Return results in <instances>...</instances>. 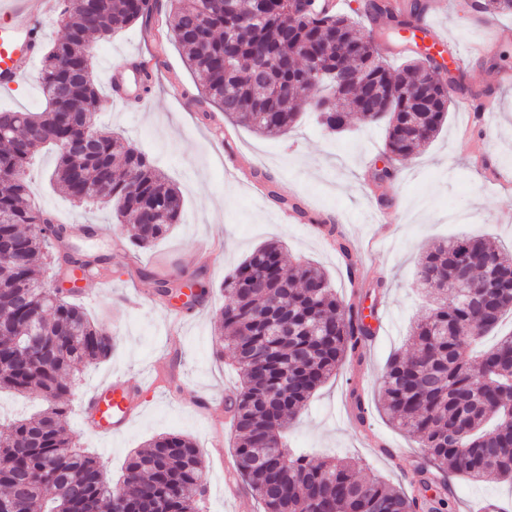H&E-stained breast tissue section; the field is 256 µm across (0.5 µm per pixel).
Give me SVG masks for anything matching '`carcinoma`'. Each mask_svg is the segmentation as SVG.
Masks as SVG:
<instances>
[{
	"label": "carcinoma",
	"mask_w": 512,
	"mask_h": 512,
	"mask_svg": "<svg viewBox=\"0 0 512 512\" xmlns=\"http://www.w3.org/2000/svg\"><path fill=\"white\" fill-rule=\"evenodd\" d=\"M64 29L45 53L42 112H0V391L41 397L30 416L0 420V512H201L207 480L199 449L188 437L167 434L130 454L122 482L102 478L96 460L76 446L69 402L81 377L73 372L112 356L113 336L68 297L50 291L52 262L88 276L105 264L66 251L53 255L64 226L30 202L26 168L45 146L56 148L53 181L73 201L101 196L133 227V243L147 248L179 223L182 191L148 156L123 147L98 127L94 39L127 25L152 31L149 0H63ZM307 13L291 0H172L166 36L183 50L202 81L207 103L263 135H285L303 114L307 73L340 67L359 80L360 93L320 82L325 111L315 120L331 135L344 132L348 113L385 126V154L399 160L429 145L448 119V85L432 86L429 111L413 113L400 98L371 94L425 80L430 58L420 52L393 68L348 15L310 0ZM486 19L512 13V0H483ZM363 15L386 19L395 31L412 30L426 9L422 0H366ZM336 252L358 272L346 241L329 230ZM283 246L261 245L224 276L218 314L220 346L232 350L241 379L229 400L236 437V473L264 512H454L446 494L449 474L480 481H512V330L478 356L471 348L500 331L512 311V254L482 235L433 244L421 256L417 283L432 307L411 329L410 355H394L381 391L389 420L415 437L427 464L414 472L417 495L408 497L356 464L331 456L314 464L288 447L287 421L350 353L374 334L359 307L336 297L326 273L310 262L286 266ZM467 262L461 291L473 306L448 301L437 279ZM288 335L274 336V324ZM32 336L38 346L17 343Z\"/></svg>",
	"instance_id": "carcinoma-1"
}]
</instances>
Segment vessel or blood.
<instances>
[{
  "label": "vessel or blood",
  "instance_id": "vessel-or-blood-1",
  "mask_svg": "<svg viewBox=\"0 0 512 512\" xmlns=\"http://www.w3.org/2000/svg\"><path fill=\"white\" fill-rule=\"evenodd\" d=\"M58 9V0H41L32 10L29 0H0V89L11 90L30 76L42 54L43 22ZM418 33L427 35L428 49L447 52L456 70H464L465 59L447 36L439 34L429 19H421ZM134 394L128 378L115 377L94 389L85 399V409L93 414L96 435L111 440L129 424Z\"/></svg>",
  "mask_w": 512,
  "mask_h": 512
}]
</instances>
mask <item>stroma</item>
Segmentation results:
<instances>
[{
	"label": "stroma",
	"mask_w": 512,
	"mask_h": 512,
	"mask_svg": "<svg viewBox=\"0 0 512 512\" xmlns=\"http://www.w3.org/2000/svg\"><path fill=\"white\" fill-rule=\"evenodd\" d=\"M361 0H342V13L360 23L394 65L408 59L400 36L385 22L364 17ZM431 15L449 41L471 50L461 83L476 96L493 98L489 126L478 125L459 104H451L437 138L420 154L395 162V176L384 187L373 180L382 165L385 131L352 117L347 132L326 134L312 115L284 137H267L225 118L216 107L198 102L201 79L183 60L174 42L163 52L139 27L128 26L98 42L93 71L98 82L122 74L131 99L103 97L100 123L123 144L143 151L184 196L181 221L150 247L134 250L131 226L118 223L112 204L85 207L49 183L57 157L41 151L30 170L32 198L50 213L78 224L96 225L89 237L67 236L71 250L104 257L108 276L83 282L77 300L88 317L111 330L110 359L93 367L71 406L70 428L78 445L96 456L110 480L121 479L128 456L154 436H190L202 455L208 492L203 512H262L234 472V427L227 400L238 384L231 351L217 353V311L224 304V276L251 251L276 240L287 262L309 261L328 276L337 296L349 298L352 286L344 261L326 236L329 226L349 243L358 268L368 273L361 284V306L377 311L374 336L359 356L347 359L322 385L288 427L295 448L314 460L338 455L356 462L361 477H381L408 488L425 455L418 441L394 427L378 408L381 375L392 354L410 351L411 327L429 300L418 288L422 253L434 242L480 234L512 251V184L491 187L494 172L512 173V83L495 84L499 71L512 70V15L496 19L499 37L487 44V21L467 0L460 10L449 0H427ZM147 62L151 86L133 69ZM240 156V173L224 169V146ZM264 172L288 198L303 201L305 219L281 220L284 205L256 198L249 186ZM392 208L398 218L376 221L377 208ZM191 281L205 292L172 326L168 303L155 293L156 279ZM124 375L141 381L137 416L115 445L93 435L82 421L86 392ZM360 388L369 411L365 421L352 415L350 392ZM212 399L213 409L198 407ZM448 491L457 512H468L477 497L492 496L512 506V483L475 482L453 475Z\"/></svg>",
	"instance_id": "obj_1"
}]
</instances>
